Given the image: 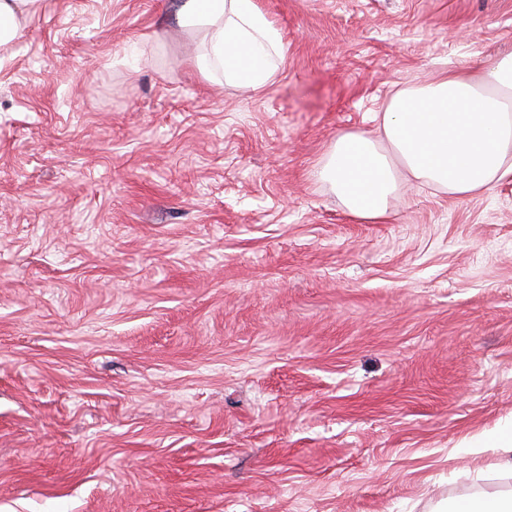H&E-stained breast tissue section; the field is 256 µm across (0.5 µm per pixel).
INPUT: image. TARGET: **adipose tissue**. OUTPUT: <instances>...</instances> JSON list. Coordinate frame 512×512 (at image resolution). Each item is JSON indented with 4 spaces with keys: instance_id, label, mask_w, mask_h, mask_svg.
Returning a JSON list of instances; mask_svg holds the SVG:
<instances>
[{
    "instance_id": "1",
    "label": "adipose tissue",
    "mask_w": 512,
    "mask_h": 512,
    "mask_svg": "<svg viewBox=\"0 0 512 512\" xmlns=\"http://www.w3.org/2000/svg\"><path fill=\"white\" fill-rule=\"evenodd\" d=\"M39 3L0 0L1 48L21 36ZM179 23L201 36L196 64L206 76L219 71L226 82L257 91L273 83L284 61L281 34L255 0H183ZM402 169L460 198L512 175V55L396 92L378 136L338 135L319 175L351 216L381 221Z\"/></svg>"
}]
</instances>
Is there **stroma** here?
<instances>
[{
	"label": "stroma",
	"instance_id": "obj_1",
	"mask_svg": "<svg viewBox=\"0 0 512 512\" xmlns=\"http://www.w3.org/2000/svg\"><path fill=\"white\" fill-rule=\"evenodd\" d=\"M276 80L182 0H42L0 49V512H439L512 491V176L319 177L397 90L512 53V0H256ZM256 0H183L179 23L200 35L204 53L196 57L202 74L240 87L261 90L272 84L284 61L280 31ZM476 447L500 449L504 453V457L498 464V468L512 473V424L482 437L477 441Z\"/></svg>",
	"mask_w": 512,
	"mask_h": 512
}]
</instances>
